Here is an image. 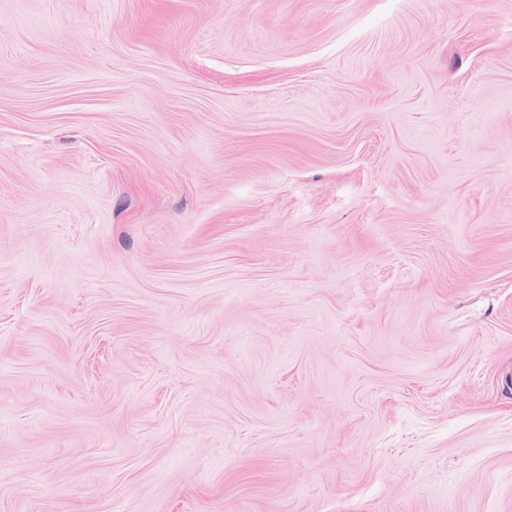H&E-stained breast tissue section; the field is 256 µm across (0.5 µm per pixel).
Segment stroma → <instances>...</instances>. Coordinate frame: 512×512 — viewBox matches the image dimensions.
Returning a JSON list of instances; mask_svg holds the SVG:
<instances>
[{"label": "stroma", "mask_w": 512, "mask_h": 512, "mask_svg": "<svg viewBox=\"0 0 512 512\" xmlns=\"http://www.w3.org/2000/svg\"><path fill=\"white\" fill-rule=\"evenodd\" d=\"M0 512H512V0H0Z\"/></svg>", "instance_id": "35a3bbf8"}]
</instances>
